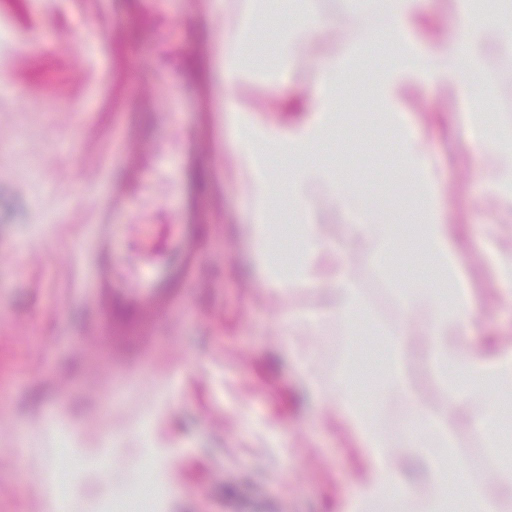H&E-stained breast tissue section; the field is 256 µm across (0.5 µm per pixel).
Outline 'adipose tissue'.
Here are the masks:
<instances>
[{
    "instance_id": "1",
    "label": "adipose tissue",
    "mask_w": 512,
    "mask_h": 512,
    "mask_svg": "<svg viewBox=\"0 0 512 512\" xmlns=\"http://www.w3.org/2000/svg\"><path fill=\"white\" fill-rule=\"evenodd\" d=\"M358 12L376 17L381 27L377 39L391 43L396 54L368 79V93L382 109L389 132V156L405 171L406 180L393 184L388 197L401 205L415 204L413 250L433 255L438 269L431 277L404 278L400 301L406 312L423 308L428 312L423 330L403 324L386 343L385 383L401 381V352L413 343L427 351L430 370L447 392L449 404L477 399L473 425L485 433L489 447H496L503 424L504 402L500 391L512 388V351L480 346L463 350L461 339L469 335L477 316L472 293L461 277L460 259L451 225L440 221V201L431 162L418 138L405 127L399 101L404 90L422 81L468 91L473 78L484 67L486 54L494 48H512V20L496 24L475 18L454 40L422 49L412 26L424 7V0H355ZM250 47L243 24L237 18L224 19V81L237 84L241 60ZM345 73L344 61L328 58L319 70V94L311 120L281 129L253 116L228 111L223 148L236 158L245 180L249 222L246 239L252 260L267 288L281 291L295 283L318 287L325 296L323 307L301 317L297 327L304 334L318 332L330 319L340 321L347 335H355L367 315L362 296L343 264V247L329 239L316 224V210L340 206L353 221L356 239L375 247L380 267H387L396 235L386 206L364 196L354 184L340 178L335 167L320 156L322 147L337 134L336 89ZM471 135L482 145L483 158L493 172L495 195L512 197V137H498L491 126L472 123ZM284 203L299 218L296 229L297 262L293 272L275 276L285 260L275 248L272 207ZM299 374L315 396H328L340 420L352 432L364 461L359 490L345 512H361L363 502L374 498L392 501V512H404L413 491L401 459L419 462L428 483L427 512H498L496 501L477 497L460 498L455 483L467 468L465 459L448 463L447 450L453 441L446 420L415 409L404 437L402 450L390 448L375 417L365 415L355 404L356 388L349 384L326 390L314 368L315 352L307 347L293 350Z\"/></svg>"
}]
</instances>
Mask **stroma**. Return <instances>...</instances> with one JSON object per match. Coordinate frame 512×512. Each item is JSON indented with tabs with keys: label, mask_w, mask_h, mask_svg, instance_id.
Here are the masks:
<instances>
[{
	"label": "stroma",
	"mask_w": 512,
	"mask_h": 512,
	"mask_svg": "<svg viewBox=\"0 0 512 512\" xmlns=\"http://www.w3.org/2000/svg\"><path fill=\"white\" fill-rule=\"evenodd\" d=\"M288 12L251 23L265 43L309 14L331 29L301 46L295 74H250L225 90L224 14L246 0H0V512H50L43 494L63 448L81 455L61 489L67 512H338L358 488L363 459L330 401H304L288 349V318L319 306L313 290L295 286L274 295L254 269L242 226L247 203L232 154L196 151L212 144L224 102L280 127L300 115L295 98L314 100L320 57L343 56L360 44L355 67L371 70L382 51L352 0H290ZM448 0H427L414 25L422 47L453 39L466 25ZM97 38L76 53L77 31ZM499 126L512 129V52H491L484 72ZM340 109L358 115L351 156L333 145L322 158L342 167L369 196L398 180L385 157L384 120L372 101L342 96ZM407 129L424 146L437 176L444 221L457 228L463 274L477 317L463 347L492 338L512 347V286L498 282L486 260L490 245L512 247V203L492 201L493 178L471 138L465 93L417 84L401 99ZM140 158L125 208L112 209L132 153ZM200 167V200L189 186L173 190L171 168ZM97 181L101 195L87 190ZM209 222L204 257L173 313L156 326L146 354L109 361L93 348L81 255L93 224H127V246H158L175 212ZM396 265L376 266L372 251L354 247L347 265L370 315L353 348L367 400L392 448H400L411 400L447 416L454 456L469 468L460 488L504 496L512 456L491 460L487 439L447 409L448 397L423 353L405 355V389H382L375 327L395 331L406 315L401 278L425 268L395 244ZM316 368L333 385L350 347L335 321L312 337Z\"/></svg>",
	"instance_id": "35a3bbf8"
}]
</instances>
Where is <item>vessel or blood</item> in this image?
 I'll return each instance as SVG.
<instances>
[{"instance_id":"obj_1","label":"vessel or blood","mask_w":512,"mask_h":512,"mask_svg":"<svg viewBox=\"0 0 512 512\" xmlns=\"http://www.w3.org/2000/svg\"><path fill=\"white\" fill-rule=\"evenodd\" d=\"M127 227L94 224L85 242L86 285L94 320L90 336L103 355L138 354L151 330L173 312L198 269L212 227L176 218L161 255L139 260L120 248Z\"/></svg>"}]
</instances>
